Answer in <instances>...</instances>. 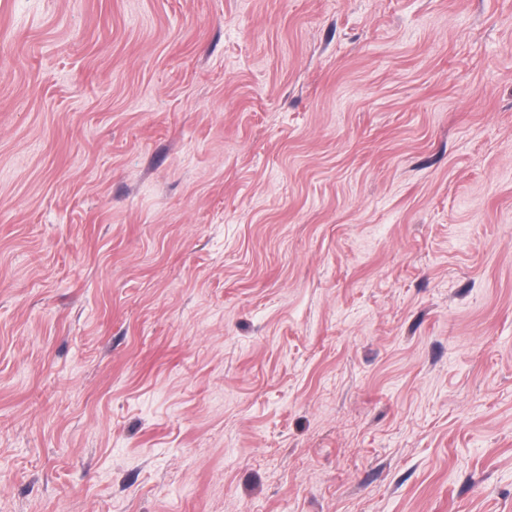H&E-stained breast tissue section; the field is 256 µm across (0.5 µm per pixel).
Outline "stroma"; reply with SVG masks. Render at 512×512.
Returning a JSON list of instances; mask_svg holds the SVG:
<instances>
[{
	"label": "stroma",
	"instance_id": "1",
	"mask_svg": "<svg viewBox=\"0 0 512 512\" xmlns=\"http://www.w3.org/2000/svg\"><path fill=\"white\" fill-rule=\"evenodd\" d=\"M0 512H512V0H0Z\"/></svg>",
	"mask_w": 512,
	"mask_h": 512
}]
</instances>
